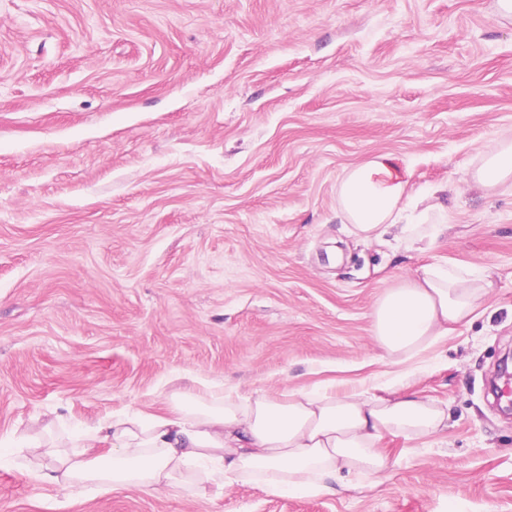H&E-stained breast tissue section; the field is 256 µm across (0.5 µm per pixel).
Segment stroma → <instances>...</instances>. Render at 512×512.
Wrapping results in <instances>:
<instances>
[{
    "label": "stroma",
    "mask_w": 512,
    "mask_h": 512,
    "mask_svg": "<svg viewBox=\"0 0 512 512\" xmlns=\"http://www.w3.org/2000/svg\"><path fill=\"white\" fill-rule=\"evenodd\" d=\"M512 133L497 0H0V442L166 407L179 377L243 396L416 392L380 485L70 496L0 460V512H512V195L465 186ZM391 153L458 186L426 254L336 218L346 169ZM427 264L486 272L468 324L402 363L379 292Z\"/></svg>",
    "instance_id": "obj_1"
}]
</instances>
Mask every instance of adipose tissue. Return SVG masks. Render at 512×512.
<instances>
[{
	"label": "adipose tissue",
	"instance_id": "ef3b65f1",
	"mask_svg": "<svg viewBox=\"0 0 512 512\" xmlns=\"http://www.w3.org/2000/svg\"><path fill=\"white\" fill-rule=\"evenodd\" d=\"M409 176L389 153L346 170L338 186L339 218L361 240L379 241L394 229L406 250H432L448 231L454 189L438 185L415 199ZM467 184L488 193L512 191V136L481 152ZM414 199L422 209L409 222L404 211ZM487 291L481 276L422 266L376 299V342L391 361L409 360L469 322ZM447 422L446 405L411 392L384 398L301 389L245 399L222 393L206 404L184 390L157 412L104 418L60 443L23 436L15 446L32 464L30 479L67 491L135 487L161 495L189 480L201 491L243 481L273 494L317 495L334 483L351 487L356 478L378 483L389 463L378 446L383 434L422 439Z\"/></svg>",
	"mask_w": 512,
	"mask_h": 512
}]
</instances>
